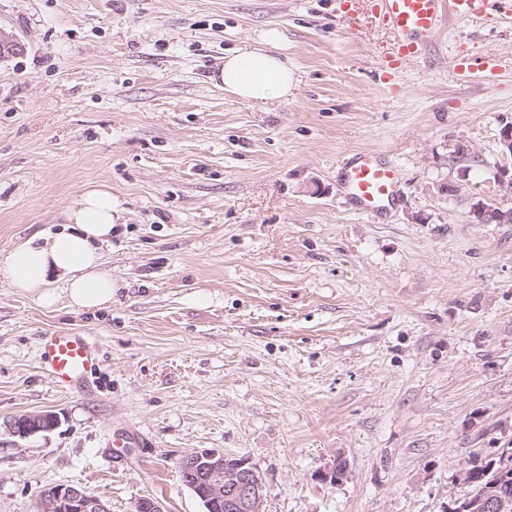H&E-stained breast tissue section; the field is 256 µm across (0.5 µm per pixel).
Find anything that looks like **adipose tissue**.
Segmentation results:
<instances>
[{
    "label": "adipose tissue",
    "mask_w": 512,
    "mask_h": 512,
    "mask_svg": "<svg viewBox=\"0 0 512 512\" xmlns=\"http://www.w3.org/2000/svg\"><path fill=\"white\" fill-rule=\"evenodd\" d=\"M263 48L241 49L225 55L215 78L237 98L264 103L287 100L296 83L288 55L277 31H268ZM119 218L110 189L86 188L61 217L62 228L42 245L22 243L0 255V279L17 291L49 298L53 280L65 284L72 308L95 311L111 306L117 290L102 269L100 248L112 237Z\"/></svg>",
    "instance_id": "obj_1"
}]
</instances>
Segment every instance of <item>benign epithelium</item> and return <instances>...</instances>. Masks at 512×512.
Wrapping results in <instances>:
<instances>
[{
	"instance_id": "obj_1",
	"label": "benign epithelium",
	"mask_w": 512,
	"mask_h": 512,
	"mask_svg": "<svg viewBox=\"0 0 512 512\" xmlns=\"http://www.w3.org/2000/svg\"><path fill=\"white\" fill-rule=\"evenodd\" d=\"M59 424L56 414H24L13 420L12 433L26 438ZM184 485L211 508L224 504V512H264V479L248 458L214 450L194 451L179 461ZM38 512H110L106 502L81 485H58L39 496ZM479 512H512V498L498 495L483 500Z\"/></svg>"
}]
</instances>
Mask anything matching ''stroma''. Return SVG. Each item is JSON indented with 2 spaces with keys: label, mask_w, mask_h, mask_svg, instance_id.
I'll list each match as a JSON object with an SVG mask.
<instances>
[{
  "label": "stroma",
  "mask_w": 512,
  "mask_h": 512,
  "mask_svg": "<svg viewBox=\"0 0 512 512\" xmlns=\"http://www.w3.org/2000/svg\"><path fill=\"white\" fill-rule=\"evenodd\" d=\"M337 0H0V252L56 231L88 183L121 223L118 286L82 312L0 284V512L79 484L111 512L143 496L204 512L187 453L248 457L265 512H448L472 457L512 443V24L446 14L402 70L391 33ZM297 68L288 100L213 80L269 29ZM498 58L486 79L461 57ZM373 150L399 201L349 209L338 166ZM97 347L61 391L42 336ZM55 412L26 438L18 415ZM340 479L323 476L336 460Z\"/></svg>",
  "instance_id": "obj_1"
}]
</instances>
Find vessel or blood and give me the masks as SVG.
Instances as JSON below:
<instances>
[{
    "label": "vessel or blood",
    "mask_w": 512,
    "mask_h": 512,
    "mask_svg": "<svg viewBox=\"0 0 512 512\" xmlns=\"http://www.w3.org/2000/svg\"><path fill=\"white\" fill-rule=\"evenodd\" d=\"M451 2L457 17L484 14L488 0H369L374 18L397 38L390 67L413 58L434 35L442 20L443 2ZM397 166L373 152H361L346 162L340 174V188L346 201L357 211L378 216L397 200ZM40 360L55 386L71 390L84 385L98 365L96 347L87 337L56 332L43 337Z\"/></svg>",
    "instance_id": "1"
}]
</instances>
